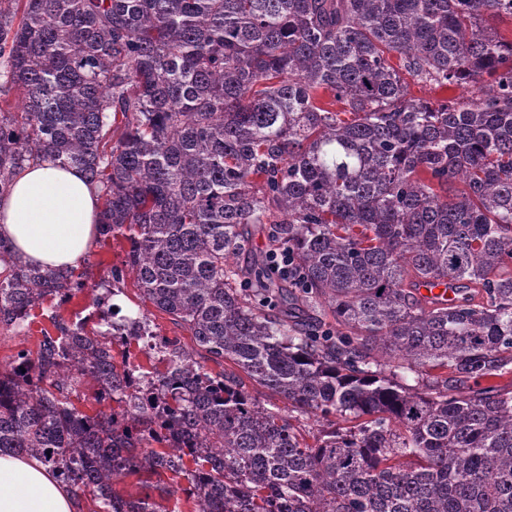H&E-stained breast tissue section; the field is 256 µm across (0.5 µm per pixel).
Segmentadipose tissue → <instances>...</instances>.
<instances>
[{"mask_svg": "<svg viewBox=\"0 0 512 512\" xmlns=\"http://www.w3.org/2000/svg\"><path fill=\"white\" fill-rule=\"evenodd\" d=\"M99 220L98 191L74 167L26 166L0 197V239L34 266L78 268L96 245ZM0 512H79V504L38 458L1 454Z\"/></svg>", "mask_w": 512, "mask_h": 512, "instance_id": "ef3b65f1", "label": "adipose tissue"}]
</instances>
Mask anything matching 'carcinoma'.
<instances>
[{"mask_svg": "<svg viewBox=\"0 0 512 512\" xmlns=\"http://www.w3.org/2000/svg\"><path fill=\"white\" fill-rule=\"evenodd\" d=\"M488 14L512 0H0V196L41 159L81 170L129 244L107 294L133 276L231 365L104 296L92 334L55 314L0 370V454L91 512H512V391L482 385L512 369V40ZM85 285L0 240L1 325ZM147 337L164 370L116 364ZM133 476L144 496L117 494ZM408 91L411 97L422 98L433 103L461 100L470 96L463 85L459 84H424L407 77ZM250 237V249L237 261L239 264L249 265L259 255V252L266 248L267 233L263 226L252 225L248 227Z\"/></svg>", "mask_w": 512, "mask_h": 512, "instance_id": "1", "label": "carcinoma"}]
</instances>
